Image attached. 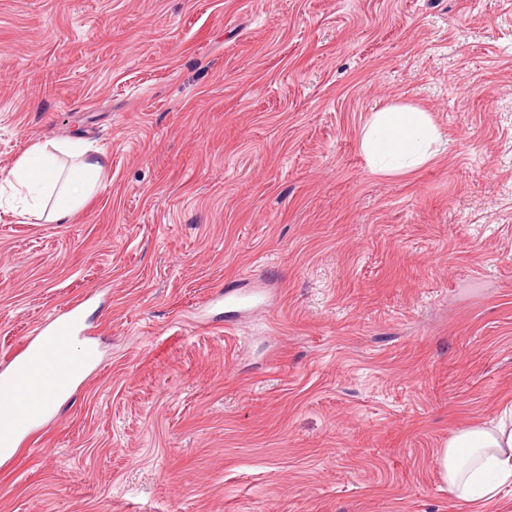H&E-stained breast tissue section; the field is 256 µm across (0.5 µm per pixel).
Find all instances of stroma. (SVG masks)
Wrapping results in <instances>:
<instances>
[{
    "instance_id": "35a3bbf8",
    "label": "stroma",
    "mask_w": 512,
    "mask_h": 512,
    "mask_svg": "<svg viewBox=\"0 0 512 512\" xmlns=\"http://www.w3.org/2000/svg\"><path fill=\"white\" fill-rule=\"evenodd\" d=\"M388 104L443 151L375 172ZM77 137L70 223L0 207V365L78 301L101 362L0 512H512L435 462L512 403V0H0V170Z\"/></svg>"
}]
</instances>
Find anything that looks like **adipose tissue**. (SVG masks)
Wrapping results in <instances>:
<instances>
[{
  "instance_id": "1",
  "label": "adipose tissue",
  "mask_w": 512,
  "mask_h": 512,
  "mask_svg": "<svg viewBox=\"0 0 512 512\" xmlns=\"http://www.w3.org/2000/svg\"><path fill=\"white\" fill-rule=\"evenodd\" d=\"M441 135L426 112L390 104L374 112L362 146L376 160V170L391 172L435 157ZM75 157L60 166L57 153ZM104 166L80 142H37L9 170L6 185L21 193L22 215L69 223L97 189ZM443 483L455 498L471 503L495 497L512 482V405L490 422L459 431L436 455Z\"/></svg>"
}]
</instances>
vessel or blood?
Returning <instances> with one entry per match:
<instances>
[{
	"instance_id": "vessel-or-blood-1",
	"label": "vessel or blood",
	"mask_w": 512,
	"mask_h": 512,
	"mask_svg": "<svg viewBox=\"0 0 512 512\" xmlns=\"http://www.w3.org/2000/svg\"><path fill=\"white\" fill-rule=\"evenodd\" d=\"M88 334L80 309L73 304L37 326L15 353L11 371L0 376V459L15 458L48 415L37 374L28 370V363L38 351H63L70 341Z\"/></svg>"
}]
</instances>
